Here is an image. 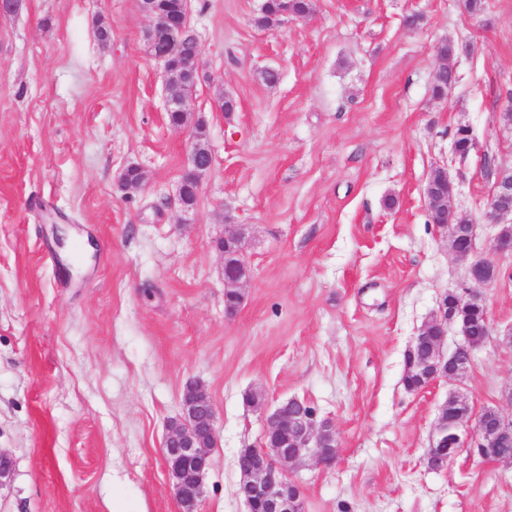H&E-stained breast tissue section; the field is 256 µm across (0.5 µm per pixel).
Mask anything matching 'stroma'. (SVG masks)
<instances>
[{"label":"stroma","instance_id":"stroma-1","mask_svg":"<svg viewBox=\"0 0 512 512\" xmlns=\"http://www.w3.org/2000/svg\"><path fill=\"white\" fill-rule=\"evenodd\" d=\"M262 3L189 0L206 77L178 129L139 0H19L0 16V512H178L163 443L191 379L217 417L200 512H248L236 457L263 442L252 393L336 426L334 467L290 471L306 512H512V467L473 448L427 464L454 383L403 382L418 329L476 288L428 221L435 167L477 255L495 234L481 157L512 166V0L478 15L463 0H312L259 28ZM447 43L456 80L438 97ZM198 118L213 168L187 214ZM462 125L478 142L464 160ZM131 165L145 180L128 192ZM228 221L248 225L252 269L231 318L212 245ZM498 261L495 333L459 387L476 413L512 388V255Z\"/></svg>","mask_w":512,"mask_h":512}]
</instances>
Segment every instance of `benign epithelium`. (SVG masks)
I'll list each match as a JSON object with an SVG mask.
<instances>
[{"label":"benign epithelium","mask_w":512,"mask_h":512,"mask_svg":"<svg viewBox=\"0 0 512 512\" xmlns=\"http://www.w3.org/2000/svg\"><path fill=\"white\" fill-rule=\"evenodd\" d=\"M142 11L151 19L150 30L163 31L177 45L186 28L174 24L169 14L154 0H142ZM169 93L167 109L185 110L186 94L169 71H164ZM492 191L486 202V217L498 227L493 237L491 257L477 258L469 266L471 280L481 286H491L499 276L494 255L512 253V167H499L491 174ZM428 212L435 216V225L446 230L452 251L460 257L472 255L475 247V225L470 221L454 219L452 207L453 185L447 171L435 168L423 187ZM216 249L223 261L224 293L237 298V305L225 309L234 315L244 300V291L251 279V268L246 257V233L242 224L224 225V235ZM489 308L478 292L465 296L448 293L443 298L439 313L424 323L406 353L408 368L415 370L418 384L415 390L430 386L439 379L460 383L467 374L463 363L473 365L479 346L471 343L470 325L464 312ZM454 323L462 336L454 351H444L448 324ZM509 411L501 407H488L477 417L474 427L468 429L472 415L448 418V403L467 404L459 391L449 394L448 402L441 405L437 421L429 439L427 458H432L436 470L448 467V461L457 449L472 447L485 459L512 465V457L496 456L495 448L512 443V390L506 396ZM265 436H281L286 443L272 447L263 443L258 448H243L238 456H247L246 462L236 463L241 475L239 494L249 512H304L302 490L291 478L288 468L307 459L330 467L338 459V438L334 423L319 418L308 403L298 398L279 402L264 414ZM214 405L197 382L186 384L182 398L181 415L166 424L163 453L164 464L179 512H198L204 490V478L210 466L211 452L217 441Z\"/></svg>","instance_id":"7a95c632"}]
</instances>
